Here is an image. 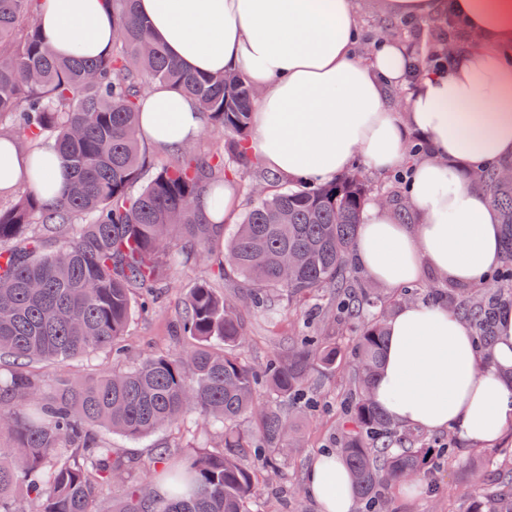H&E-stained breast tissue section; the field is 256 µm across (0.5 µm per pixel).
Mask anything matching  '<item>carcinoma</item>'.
Masks as SVG:
<instances>
[{"instance_id":"1","label":"carcinoma","mask_w":512,"mask_h":512,"mask_svg":"<svg viewBox=\"0 0 512 512\" xmlns=\"http://www.w3.org/2000/svg\"><path fill=\"white\" fill-rule=\"evenodd\" d=\"M117 32L112 50L98 57L57 55L36 23L40 0H0V138L31 150L50 144L68 173L64 196L45 203L33 189L0 208V512H252L259 476L278 470L280 458L303 447L298 415L315 410V377L335 370L345 356L336 341L351 321L365 317L351 339V379L336 420L337 451L368 512H390L388 487L431 476L457 462L453 435L433 448L424 435L392 422L371 399L393 307L360 280L349 263L370 187L354 170L334 182L290 186L269 177L252 186L253 204L229 237L196 207L207 187L222 205L224 180L248 157L256 88L240 74L196 73L155 42L136 17L135 0H108ZM426 59L458 47L448 12L424 21ZM194 98L217 148L184 144L155 165L139 135V104L154 83ZM512 162L472 168L504 226L512 263V181L501 172ZM379 195L402 223L412 212L399 183L380 184ZM224 260L214 261L217 245ZM188 262L209 277L232 273L247 285L225 297L200 279L183 304L173 336L192 344L138 358L130 369L90 383L61 381L51 388L19 370L26 363H59L102 352L125 335L135 300L147 310L150 290L166 272ZM295 302L319 328L256 369L241 357L248 342L242 308L261 309L270 291ZM436 294L473 326L481 345L495 339V315L512 306V276L479 288ZM196 413L224 433L221 449L188 452L169 464L172 448L154 449L149 467L168 485L162 498L131 480L134 463L102 441L105 427L131 439L174 428ZM246 417L253 436L235 429ZM255 448L260 469L240 462ZM473 470L456 486L460 512H512V449ZM118 483L123 495L101 509L95 489Z\"/></svg>"}]
</instances>
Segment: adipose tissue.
<instances>
[{
	"instance_id": "adipose-tissue-1",
	"label": "adipose tissue",
	"mask_w": 512,
	"mask_h": 512,
	"mask_svg": "<svg viewBox=\"0 0 512 512\" xmlns=\"http://www.w3.org/2000/svg\"><path fill=\"white\" fill-rule=\"evenodd\" d=\"M453 4L479 38L450 68L409 77L410 51L380 37L364 47L354 0H137L154 38L199 73L237 72L263 92L249 148L265 171L320 184L355 161L389 173L407 164L412 138L431 152L412 164L409 199L418 221L402 224L367 204L353 251L373 282L399 290L425 271L462 285L486 281L503 263L502 226L466 167L512 159V0H386L388 14L424 20ZM59 55L96 57L113 44L107 0H43L37 17ZM410 92L396 111L390 87ZM197 103L157 83L140 102V136L162 149L194 139ZM32 153L0 139V196L38 187ZM371 392L407 428L453 430L491 446L512 428V311L502 313L490 352L448 308L419 300L396 308ZM307 492L321 512H355L342 457L320 454Z\"/></svg>"
}]
</instances>
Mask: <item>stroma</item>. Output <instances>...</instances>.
<instances>
[{
    "instance_id": "stroma-1",
    "label": "stroma",
    "mask_w": 512,
    "mask_h": 512,
    "mask_svg": "<svg viewBox=\"0 0 512 512\" xmlns=\"http://www.w3.org/2000/svg\"><path fill=\"white\" fill-rule=\"evenodd\" d=\"M203 267L187 264L177 267L158 293L155 311L137 313L120 342L130 351L129 359L100 354L78 357L61 365H41L37 371L43 380L88 381L105 372L127 368L130 358L174 349L170 325L182 307L190 289L203 276ZM249 343L244 357L260 367L273 358L287 337H296L303 330L300 313L289 309L285 298L277 297L269 309L248 312L245 316ZM349 373L348 363H341L335 372L319 377L317 388L321 406L304 423L305 446L293 459H282L280 475H268L259 487L264 502L263 512H319L317 503L307 494L305 478L315 456L323 448L333 446L335 419L344 396ZM103 440L121 449L127 456L148 461L153 449L191 441L200 450L219 448L221 438L205 432L201 419L190 417L183 433L167 429L132 440L118 434L103 433ZM488 449L465 444L459 461L439 471L435 481L421 480L418 489L407 491L400 485L391 488L392 512H458L459 505L448 492L464 481L469 472L484 468Z\"/></svg>"
}]
</instances>
